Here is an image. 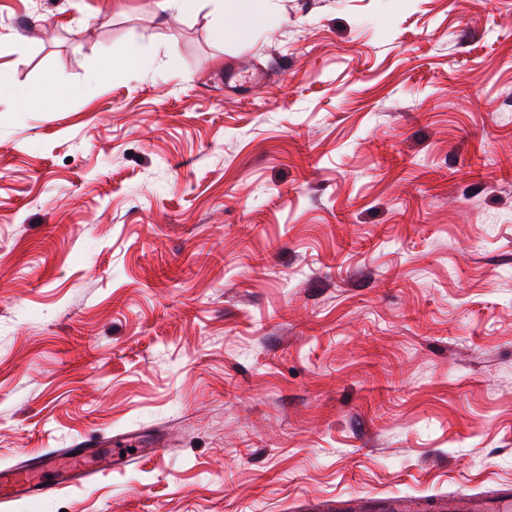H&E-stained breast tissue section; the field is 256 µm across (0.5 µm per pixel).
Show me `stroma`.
I'll use <instances>...</instances> for the list:
<instances>
[{
  "label": "stroma",
  "instance_id": "35a3bbf8",
  "mask_svg": "<svg viewBox=\"0 0 512 512\" xmlns=\"http://www.w3.org/2000/svg\"><path fill=\"white\" fill-rule=\"evenodd\" d=\"M263 9L0 0V466L165 440L13 512L512 486V0ZM216 15L218 36L237 37L263 19L258 0H210ZM114 70L130 71L137 74L149 72L154 65L153 57L144 49L139 46L133 45L130 47L127 57L120 63L114 64L110 62ZM39 94L38 88L17 84L8 66L0 65V97L14 100L18 103L34 101Z\"/></svg>",
  "mask_w": 512,
  "mask_h": 512
}]
</instances>
